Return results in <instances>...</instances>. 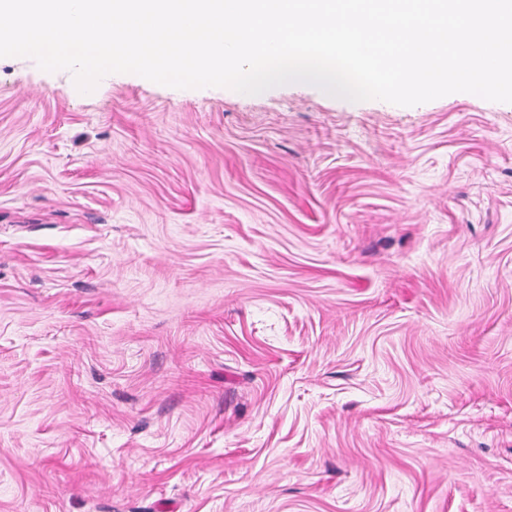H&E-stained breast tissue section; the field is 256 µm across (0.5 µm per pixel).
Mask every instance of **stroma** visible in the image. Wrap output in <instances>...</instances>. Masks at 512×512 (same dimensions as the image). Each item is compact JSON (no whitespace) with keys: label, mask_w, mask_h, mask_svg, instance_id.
Returning a JSON list of instances; mask_svg holds the SVG:
<instances>
[{"label":"stroma","mask_w":512,"mask_h":512,"mask_svg":"<svg viewBox=\"0 0 512 512\" xmlns=\"http://www.w3.org/2000/svg\"><path fill=\"white\" fill-rule=\"evenodd\" d=\"M0 512H512V103L0 58Z\"/></svg>","instance_id":"35a3bbf8"}]
</instances>
